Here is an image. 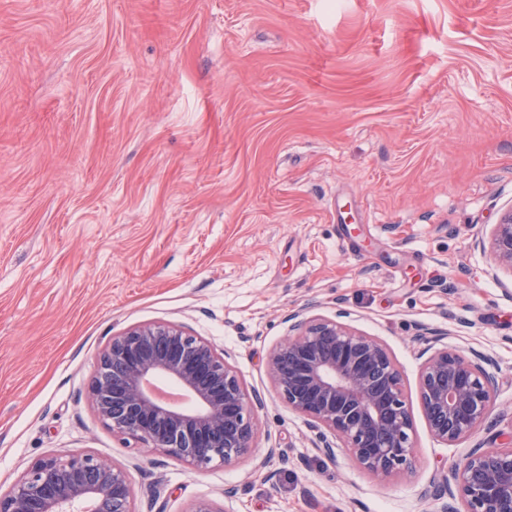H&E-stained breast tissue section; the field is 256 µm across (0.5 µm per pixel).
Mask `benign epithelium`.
I'll use <instances>...</instances> for the list:
<instances>
[{"instance_id":"7a95c632","label":"benign epithelium","mask_w":512,"mask_h":512,"mask_svg":"<svg viewBox=\"0 0 512 512\" xmlns=\"http://www.w3.org/2000/svg\"><path fill=\"white\" fill-rule=\"evenodd\" d=\"M496 267L512 273V207L493 225ZM288 337L266 368L280 399L318 430L317 448H339L364 471L388 477L411 465L412 418L400 371L376 337L336 319L288 316ZM498 377L479 351L440 349L422 363L419 395L432 437L453 447L491 418ZM89 398L113 431L151 445L196 470L254 451L250 397L234 367L212 345L181 327L147 324L112 338L100 356ZM423 495L438 512H512V447L472 449ZM129 475L92 453L36 460L5 494L0 512H131Z\"/></svg>"}]
</instances>
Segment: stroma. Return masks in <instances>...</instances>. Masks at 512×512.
<instances>
[{
  "mask_svg": "<svg viewBox=\"0 0 512 512\" xmlns=\"http://www.w3.org/2000/svg\"><path fill=\"white\" fill-rule=\"evenodd\" d=\"M511 206L512 0H0V492L92 452L133 512H436L432 478L512 444V275L481 246ZM300 309L387 345L409 471L320 456L277 397L266 356ZM154 323L262 395L254 455L196 471L98 418L101 352ZM419 325L497 362L492 418L453 448Z\"/></svg>",
  "mask_w": 512,
  "mask_h": 512,
  "instance_id": "1",
  "label": "stroma"
}]
</instances>
